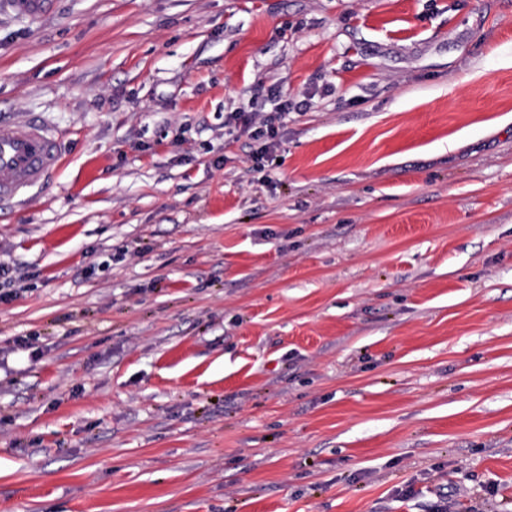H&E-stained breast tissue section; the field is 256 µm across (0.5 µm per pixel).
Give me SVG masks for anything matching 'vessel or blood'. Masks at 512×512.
Masks as SVG:
<instances>
[{
    "mask_svg": "<svg viewBox=\"0 0 512 512\" xmlns=\"http://www.w3.org/2000/svg\"><path fill=\"white\" fill-rule=\"evenodd\" d=\"M61 141L40 121H0V203L20 199L62 166Z\"/></svg>",
    "mask_w": 512,
    "mask_h": 512,
    "instance_id": "b4317fda",
    "label": "vessel or blood"
}]
</instances>
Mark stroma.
I'll use <instances>...</instances> for the list:
<instances>
[{"instance_id":"1","label":"stroma","mask_w":512,"mask_h":512,"mask_svg":"<svg viewBox=\"0 0 512 512\" xmlns=\"http://www.w3.org/2000/svg\"><path fill=\"white\" fill-rule=\"evenodd\" d=\"M0 118V512H512V0H0ZM52 0H8V6L18 14L38 18L48 12ZM277 116L269 112H227L224 113V134L226 128H234L240 134L247 135L252 140L263 142L256 152V160H262L268 151L277 145L279 127L275 121L281 119L285 112ZM61 141L41 121H0V203L20 199L62 166Z\"/></svg>"}]
</instances>
